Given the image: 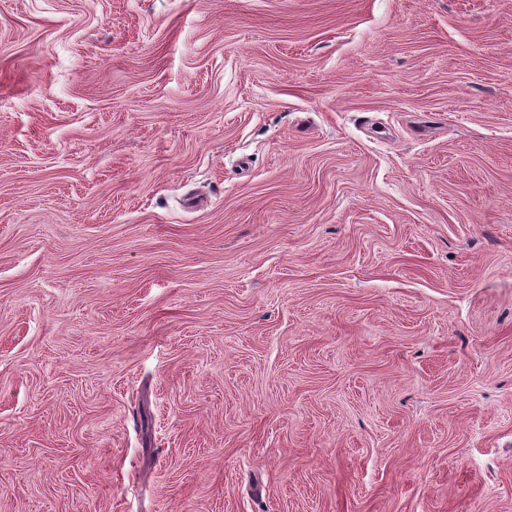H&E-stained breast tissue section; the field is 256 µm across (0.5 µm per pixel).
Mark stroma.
Masks as SVG:
<instances>
[{
    "label": "stroma",
    "instance_id": "35a3bbf8",
    "mask_svg": "<svg viewBox=\"0 0 512 512\" xmlns=\"http://www.w3.org/2000/svg\"><path fill=\"white\" fill-rule=\"evenodd\" d=\"M0 512H512V0H0Z\"/></svg>",
    "mask_w": 512,
    "mask_h": 512
}]
</instances>
